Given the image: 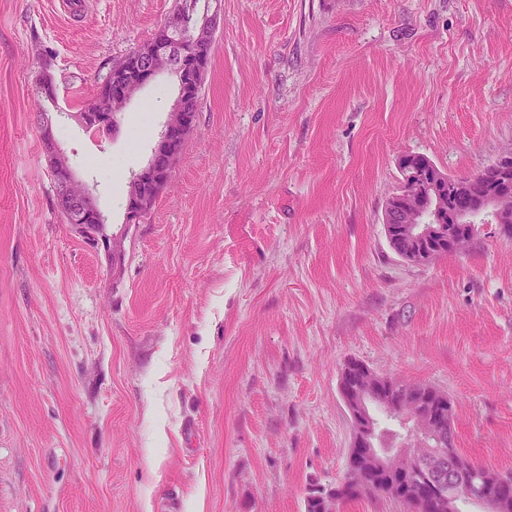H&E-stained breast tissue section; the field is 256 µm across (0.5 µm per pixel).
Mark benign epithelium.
Returning <instances> with one entry per match:
<instances>
[{
    "label": "benign epithelium",
    "mask_w": 512,
    "mask_h": 512,
    "mask_svg": "<svg viewBox=\"0 0 512 512\" xmlns=\"http://www.w3.org/2000/svg\"><path fill=\"white\" fill-rule=\"evenodd\" d=\"M215 4L212 11L200 15L192 12L176 14L171 24V36L133 50L140 62L137 74L129 82L112 84L110 107H87L75 115L85 129L106 137L116 133L119 112L137 90L162 72H168L176 79L178 94L174 108L146 165L134 172L128 183V224L140 222L151 212L195 127L197 117L186 111V103L199 95L200 77L207 69L209 54L199 52L191 56L187 46L197 43L196 34L202 27L215 32L220 0H215ZM39 131L53 169L52 180L58 193L67 200L65 210L73 217L75 227L94 228L102 233V240L112 242V273H117L125 257V238L104 234L106 221L95 195L90 188L79 184L54 138L51 123L45 122ZM399 166L403 187L388 201L383 218L388 235L395 240L406 239L414 245L408 252L411 261L435 259L439 255V246L450 253L460 252L470 235L447 224V215L448 194L456 193L461 180H452L444 173L440 180L428 182L407 159H401ZM477 176L490 183L487 199L495 203L496 215L512 222V183L507 181L512 176V148L500 153ZM341 393L354 427L350 457L364 460L373 473L385 476V486L397 485L422 467L427 479L421 495L428 500L429 512H454L457 503L473 498L472 483L453 466L455 450L448 447L446 405L436 408L432 394L426 391L394 399L389 392L388 379L360 366L344 370ZM374 401L394 407L414 421L415 434L405 446L378 447L370 423V406ZM478 506L480 512H509L512 498L492 494L480 499Z\"/></svg>",
    "instance_id": "benign-epithelium-1"
}]
</instances>
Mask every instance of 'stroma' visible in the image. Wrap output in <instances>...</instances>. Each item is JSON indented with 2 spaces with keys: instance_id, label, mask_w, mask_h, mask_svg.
I'll return each mask as SVG.
<instances>
[{
  "instance_id": "obj_1",
  "label": "stroma",
  "mask_w": 512,
  "mask_h": 512,
  "mask_svg": "<svg viewBox=\"0 0 512 512\" xmlns=\"http://www.w3.org/2000/svg\"><path fill=\"white\" fill-rule=\"evenodd\" d=\"M172 185L125 224L176 97L102 138L74 112L176 0H0V512H305L345 475L348 361L444 393L457 449L512 472V236L417 265L398 161L512 147V0H221ZM44 108L120 271L54 206Z\"/></svg>"
}]
</instances>
